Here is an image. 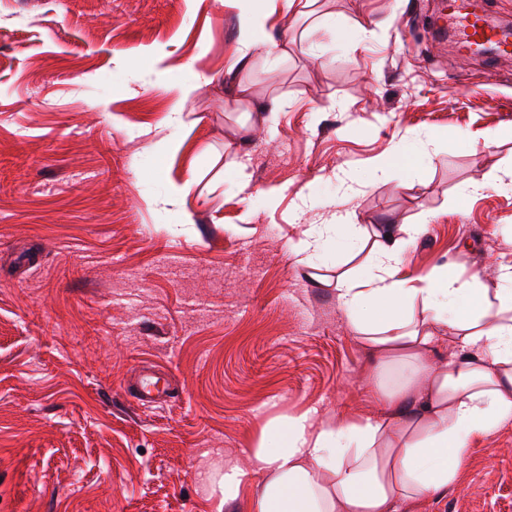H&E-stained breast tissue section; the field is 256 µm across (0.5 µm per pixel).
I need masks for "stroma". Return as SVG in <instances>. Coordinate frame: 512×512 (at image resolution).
I'll return each instance as SVG.
<instances>
[{
  "label": "stroma",
  "instance_id": "obj_1",
  "mask_svg": "<svg viewBox=\"0 0 512 512\" xmlns=\"http://www.w3.org/2000/svg\"><path fill=\"white\" fill-rule=\"evenodd\" d=\"M440 8L316 0L277 16L287 56L235 69L221 0H0V512H245L211 479L272 421L380 415L378 361L334 287L372 246L328 249L316 281L294 252L309 225H421L408 278L512 264V60L438 42ZM330 17L372 27L353 46ZM195 71L212 82L188 130L167 128ZM241 85L274 104L246 145ZM146 366L176 399H127ZM407 512H512V424Z\"/></svg>",
  "mask_w": 512,
  "mask_h": 512
}]
</instances>
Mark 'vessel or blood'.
I'll list each match as a JSON object with an SVG mask.
<instances>
[{
  "label": "vessel or blood",
  "instance_id": "b4317fda",
  "mask_svg": "<svg viewBox=\"0 0 512 512\" xmlns=\"http://www.w3.org/2000/svg\"><path fill=\"white\" fill-rule=\"evenodd\" d=\"M447 8L445 19L456 29L460 53L471 54L493 45L499 57L512 56V38L505 36L500 26L490 23L485 16L471 12L468 0H448ZM131 396L141 405L158 406L167 403L172 394L168 381L163 377L143 375L133 382Z\"/></svg>",
  "mask_w": 512,
  "mask_h": 512
}]
</instances>
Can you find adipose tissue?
<instances>
[{"instance_id":"1","label":"adipose tissue","mask_w":512,"mask_h":512,"mask_svg":"<svg viewBox=\"0 0 512 512\" xmlns=\"http://www.w3.org/2000/svg\"><path fill=\"white\" fill-rule=\"evenodd\" d=\"M298 0L242 7L236 63L270 44L266 22ZM403 242L386 232L377 272L337 282L336 300L381 368L394 380L381 417L314 424L302 414L274 421L246 464L228 463L218 480L225 501L247 512H398L455 482L473 438L512 421V266L492 284L402 277ZM452 325L456 353L433 369L440 325Z\"/></svg>"}]
</instances>
